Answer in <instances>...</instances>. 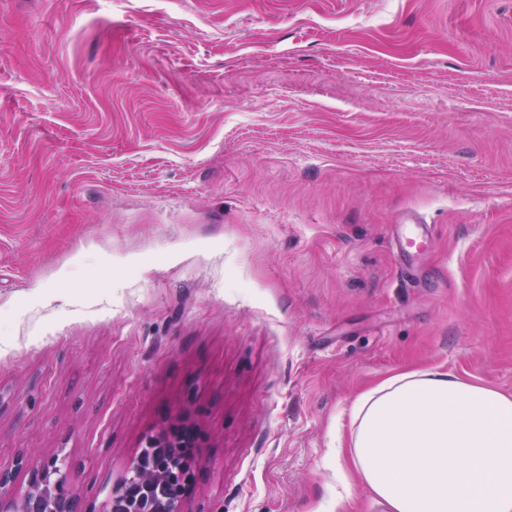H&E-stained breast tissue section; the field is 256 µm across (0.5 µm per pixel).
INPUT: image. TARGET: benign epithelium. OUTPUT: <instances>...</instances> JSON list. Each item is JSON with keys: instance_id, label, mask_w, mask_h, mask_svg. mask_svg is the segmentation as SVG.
<instances>
[{"instance_id": "benign-epithelium-1", "label": "benign epithelium", "mask_w": 512, "mask_h": 512, "mask_svg": "<svg viewBox=\"0 0 512 512\" xmlns=\"http://www.w3.org/2000/svg\"><path fill=\"white\" fill-rule=\"evenodd\" d=\"M197 432L188 425L169 427L144 436L140 452L121 481L112 486L99 512H185L183 494L169 498L155 495L158 485L187 484L192 466L180 449L195 448ZM26 470V487H16L17 474ZM70 474L66 459H20L14 470L0 469V512H81L69 490Z\"/></svg>"}]
</instances>
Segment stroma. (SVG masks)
Masks as SVG:
<instances>
[{
    "label": "stroma",
    "mask_w": 512,
    "mask_h": 512,
    "mask_svg": "<svg viewBox=\"0 0 512 512\" xmlns=\"http://www.w3.org/2000/svg\"><path fill=\"white\" fill-rule=\"evenodd\" d=\"M435 366L512 394V0H0V468L183 423L186 512H313ZM425 244L426 238L420 232L418 223H406L402 234L397 236V249L400 257L405 260L410 258L413 253L421 251Z\"/></svg>",
    "instance_id": "stroma-1"
}]
</instances>
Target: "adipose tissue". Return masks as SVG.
Masks as SVG:
<instances>
[{
  "instance_id": "obj_1",
  "label": "adipose tissue",
  "mask_w": 512,
  "mask_h": 512,
  "mask_svg": "<svg viewBox=\"0 0 512 512\" xmlns=\"http://www.w3.org/2000/svg\"><path fill=\"white\" fill-rule=\"evenodd\" d=\"M346 413L343 491L360 482L381 512H512V394L426 368L380 380Z\"/></svg>"
}]
</instances>
